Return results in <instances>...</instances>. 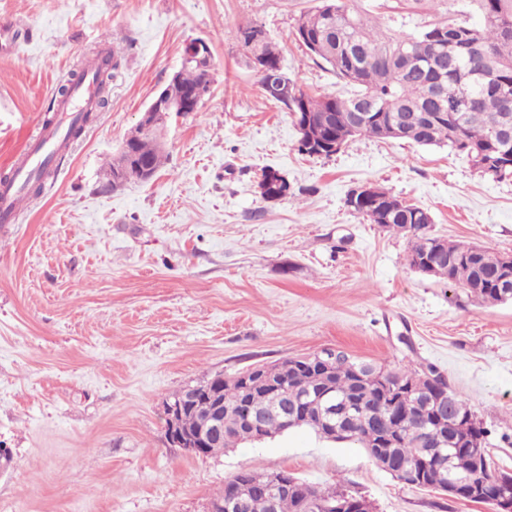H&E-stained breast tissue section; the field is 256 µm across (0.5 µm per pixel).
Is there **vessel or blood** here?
Segmentation results:
<instances>
[{
    "instance_id": "1",
    "label": "vessel or blood",
    "mask_w": 512,
    "mask_h": 512,
    "mask_svg": "<svg viewBox=\"0 0 512 512\" xmlns=\"http://www.w3.org/2000/svg\"><path fill=\"white\" fill-rule=\"evenodd\" d=\"M95 96L94 72L89 69L86 70L83 81L73 86L70 95L58 101L57 123L42 130L35 146L15 164L12 177L8 181L0 182V219L9 221L16 218L27 183L43 163L58 157L67 143L68 127L81 123L84 113L93 108Z\"/></svg>"
}]
</instances>
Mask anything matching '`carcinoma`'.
I'll use <instances>...</instances> for the list:
<instances>
[{
	"instance_id": "carcinoma-1",
	"label": "carcinoma",
	"mask_w": 512,
	"mask_h": 512,
	"mask_svg": "<svg viewBox=\"0 0 512 512\" xmlns=\"http://www.w3.org/2000/svg\"><path fill=\"white\" fill-rule=\"evenodd\" d=\"M483 23L473 25L466 20L445 19L428 25L417 34L379 32L372 21L350 8L345 0H320L311 12L300 16L298 42L315 60L330 67L336 77L355 87L348 98L305 92L297 79L286 77L288 99L272 96L259 79L266 98L300 115V121L310 124V130L327 144L346 145L358 136L384 139V129L413 113L427 112L431 118L403 129L402 139L419 146H447L465 156L484 176L495 180L512 178V140L497 136L495 127L501 124L505 112L512 113L505 101L512 100V0H471ZM258 28L256 24L241 26L236 39L245 51L257 49L274 64H281L280 52L269 37L251 46L247 35ZM107 68L96 69L99 99L96 107L108 104L106 90L112 82L113 71L120 66L111 52L105 55ZM207 72L196 67L182 68L179 85L191 90L204 82ZM444 86L445 94H435V83ZM469 96L478 99V105L466 108L463 100ZM356 112H371L373 118L357 126L349 123ZM125 148L112 158L108 174L116 169L126 172L125 180L140 178L139 168L153 171L163 164L164 151L156 134H147L136 128L124 140ZM387 204L391 231L410 235L407 258H420L425 253V232L420 230L423 209L406 204L391 195ZM440 250L448 254L450 267L446 283L478 294L486 304L503 302L497 293L494 271L469 255L463 243L439 241ZM339 362L332 371L331 380L336 390V401H341L361 390L353 380L352 367L364 366L378 379L368 382V388L382 401L383 416L374 411L354 412L344 406L336 414L348 418L356 416L357 424L348 441L359 445L366 453H376L390 467H405L421 477L428 488L440 489L452 476L468 478L477 487L488 488L495 482L497 472L492 470L487 447H482L484 460L476 463L472 453L461 452L445 442L437 446L430 433L438 430V423L430 416L421 424L396 420L393 413L416 408L420 397L404 392L409 381L423 382V370L404 367L386 370L369 362L352 360L337 353ZM310 371H296L288 378V389L297 395L305 393L313 383ZM220 387L224 400V440L214 442L206 455H215L247 441L237 431L241 402L244 396L238 382L217 374L204 381ZM448 415L475 419L469 404L455 392H450ZM204 410H188L182 418V428L188 433L202 429ZM270 477L239 473L231 480L250 499L249 512H267L265 503L253 495V478Z\"/></svg>"
}]
</instances>
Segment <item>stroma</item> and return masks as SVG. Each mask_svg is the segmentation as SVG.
Listing matches in <instances>:
<instances>
[{"instance_id":"1","label":"stroma","mask_w":512,"mask_h":512,"mask_svg":"<svg viewBox=\"0 0 512 512\" xmlns=\"http://www.w3.org/2000/svg\"><path fill=\"white\" fill-rule=\"evenodd\" d=\"M389 32L459 17L411 0H346ZM319 0H0V177L51 118L56 90L97 53L121 58L108 104L52 163L53 188L0 223V512H208L239 470L287 471L373 512H494L406 486L364 449L305 427L212 456L166 445L164 404L216 374L326 348L388 369L434 366L512 472V302H481L411 269L407 236L347 203L364 185L427 211L432 235L512 254V180L448 147L359 137L298 150L235 38L259 24L313 94L350 96L295 39ZM212 55L198 111L166 119L152 180L107 188L108 162L180 70ZM288 196L269 201L266 170Z\"/></svg>"}]
</instances>
